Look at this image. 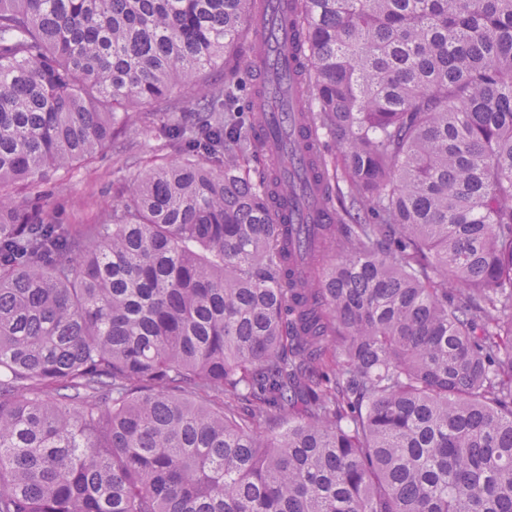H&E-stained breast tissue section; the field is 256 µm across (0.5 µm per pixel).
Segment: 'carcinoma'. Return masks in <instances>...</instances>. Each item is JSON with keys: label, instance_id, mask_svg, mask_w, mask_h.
I'll return each instance as SVG.
<instances>
[{"label": "carcinoma", "instance_id": "obj_1", "mask_svg": "<svg viewBox=\"0 0 512 512\" xmlns=\"http://www.w3.org/2000/svg\"><path fill=\"white\" fill-rule=\"evenodd\" d=\"M293 2L300 251L224 111L263 0H0V512H512V0ZM142 104L107 221L14 203Z\"/></svg>", "mask_w": 512, "mask_h": 512}]
</instances>
